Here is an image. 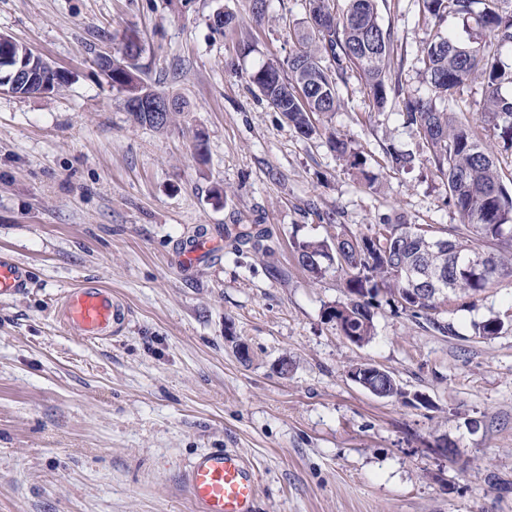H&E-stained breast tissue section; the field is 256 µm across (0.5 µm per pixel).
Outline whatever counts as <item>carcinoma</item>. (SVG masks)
<instances>
[{"label": "carcinoma", "mask_w": 512, "mask_h": 512, "mask_svg": "<svg viewBox=\"0 0 512 512\" xmlns=\"http://www.w3.org/2000/svg\"><path fill=\"white\" fill-rule=\"evenodd\" d=\"M304 2L307 16L324 15L329 23L314 36L295 31L296 51L282 63L260 65L250 75L251 84L307 138L318 134L313 115L334 112L341 106L338 86L351 72L359 75L373 106L382 108L391 99H402L399 116L403 125L425 141L427 162L448 187V200L462 218L444 231H432L433 236L447 241L444 252H427L420 231L409 221L387 225L390 236L383 245L373 240L375 224L358 235L341 232L330 242L301 240L295 244L298 261L309 272L321 274L324 259L336 263L344 273L347 301L329 308L325 316L340 335L356 336L365 343L374 335L372 308L379 295L389 296L415 318L428 317L451 300L484 292L504 269L502 258L492 247H512V190L506 187L493 154L472 124L459 118L451 103L466 81L481 79L485 94L478 120L504 147L512 148V97L502 93L503 88L512 86V64L503 60L512 54V11L502 8L507 0H422L424 14L435 25L457 16L467 37L454 31L435 34L420 58L430 95L406 97L399 77L387 70L393 38L391 30L379 22L376 0H344L339 13L334 0ZM475 4L482 5L481 10L474 11ZM141 52L138 36L126 35L125 59L108 75L112 89L126 98L137 88L145 91L136 82ZM130 114L139 124L157 130L166 128L172 118L170 113L160 119L154 112L132 110ZM328 142L362 179L374 182V175L364 169V160L348 149L347 142L333 133ZM385 153L397 171L414 164L412 154L393 145L387 146ZM340 249L344 250L343 264L339 263ZM477 253L482 257V270L462 272L455 259ZM408 267L441 270L445 278L459 280L457 289L450 294L446 282L438 286L422 283V291H414ZM362 379L381 389L384 397L405 396L401 387L386 384L370 369L364 370Z\"/></svg>", "instance_id": "cac0c4a2"}]
</instances>
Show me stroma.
Wrapping results in <instances>:
<instances>
[{"instance_id":"1","label":"stroma","mask_w":512,"mask_h":512,"mask_svg":"<svg viewBox=\"0 0 512 512\" xmlns=\"http://www.w3.org/2000/svg\"><path fill=\"white\" fill-rule=\"evenodd\" d=\"M377 4L389 70L427 95L421 0ZM219 11L233 18L221 31ZM304 17V0H270L259 23L248 0H0V34L68 78L51 95L0 91V255L29 271L0 297V512H194L184 470L221 448L254 464L256 512H512V276L430 320L378 297L374 335L355 345L325 317L346 300L342 274L312 275L292 248L461 221L399 105L373 108L357 74L315 120L371 186L250 89L253 69L294 52ZM130 29L145 85L185 104L167 129L134 122L97 64L121 58ZM390 143L413 171L389 167ZM202 227L222 230L221 251L178 273L169 257ZM84 280L129 309L109 340L57 320ZM490 318L500 334L476 335ZM364 363L407 398L352 382ZM441 438L456 456L434 453ZM328 142L332 149L345 160L351 168L358 170L361 178L367 183L371 184L376 179L369 171L364 169V160L356 153L348 149V144L343 139L339 138L333 133H329Z\"/></svg>"}]
</instances>
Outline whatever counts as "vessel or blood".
<instances>
[{"mask_svg":"<svg viewBox=\"0 0 512 512\" xmlns=\"http://www.w3.org/2000/svg\"><path fill=\"white\" fill-rule=\"evenodd\" d=\"M218 239L200 234L185 241L173 253L175 269H190L216 249ZM28 282L25 265L0 257V295H12ZM127 306L97 281H84L69 291L61 304V322L73 335L103 339L115 334L128 321ZM184 483L197 512H255L257 486L253 467L235 449L206 452L188 466Z\"/></svg>","mask_w":512,"mask_h":512,"instance_id":"obj_1","label":"vessel or blood"}]
</instances>
